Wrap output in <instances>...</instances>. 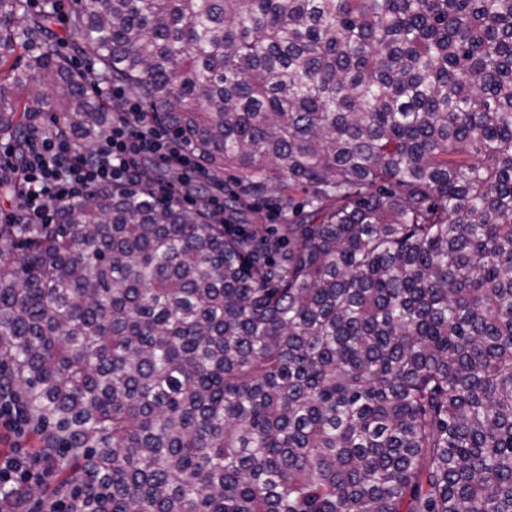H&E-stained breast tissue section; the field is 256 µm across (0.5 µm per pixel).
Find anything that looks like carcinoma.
I'll return each instance as SVG.
<instances>
[{
	"label": "carcinoma",
	"mask_w": 512,
	"mask_h": 512,
	"mask_svg": "<svg viewBox=\"0 0 512 512\" xmlns=\"http://www.w3.org/2000/svg\"><path fill=\"white\" fill-rule=\"evenodd\" d=\"M73 2L236 182L224 224L139 182L0 224V392L85 512H512V0ZM49 22L0 0L18 149L117 115ZM274 187L303 220L230 230Z\"/></svg>",
	"instance_id": "carcinoma-1"
}]
</instances>
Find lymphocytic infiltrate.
I'll return each mask as SVG.
<instances>
[{
  "label": "lymphocytic infiltrate",
  "mask_w": 512,
  "mask_h": 512,
  "mask_svg": "<svg viewBox=\"0 0 512 512\" xmlns=\"http://www.w3.org/2000/svg\"><path fill=\"white\" fill-rule=\"evenodd\" d=\"M145 155L189 166L192 154L179 142L150 126L136 99L125 98L120 115L93 131L87 140L62 137L39 129L27 139L19 172L23 189L10 223L49 224L51 199H74L98 185L137 181L138 160Z\"/></svg>",
  "instance_id": "1"
}]
</instances>
